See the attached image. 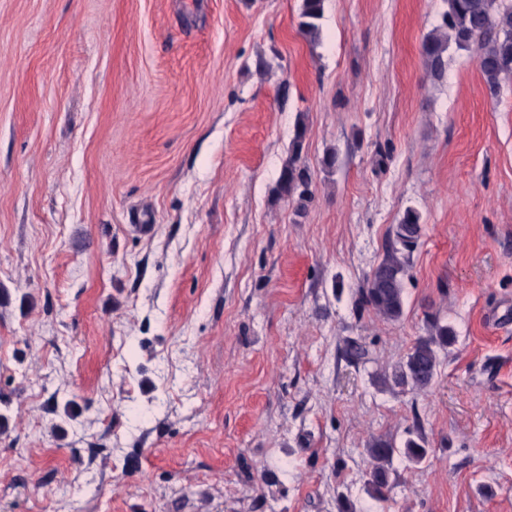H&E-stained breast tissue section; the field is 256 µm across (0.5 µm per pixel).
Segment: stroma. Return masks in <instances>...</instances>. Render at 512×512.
I'll return each instance as SVG.
<instances>
[{
  "label": "stroma",
  "instance_id": "obj_1",
  "mask_svg": "<svg viewBox=\"0 0 512 512\" xmlns=\"http://www.w3.org/2000/svg\"><path fill=\"white\" fill-rule=\"evenodd\" d=\"M301 4L0 0V512H512V79L428 77L443 0H325L315 44ZM429 312L457 341L395 394ZM419 433L374 501L370 442ZM305 137V127L301 122L297 123L294 137L289 149L288 160L282 166L274 188L277 201H293L297 197L298 208L305 209L311 201L312 174L309 167L302 160V146ZM422 216L407 208L395 224L386 241L381 261L358 294L360 310L371 309L387 321H398L404 314V278L410 254L418 246L422 231Z\"/></svg>",
  "mask_w": 512,
  "mask_h": 512
}]
</instances>
